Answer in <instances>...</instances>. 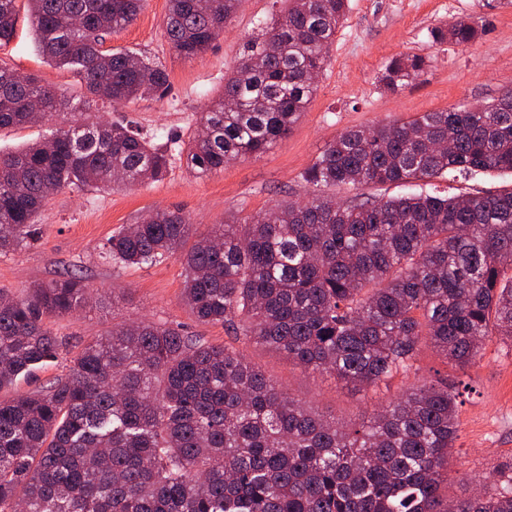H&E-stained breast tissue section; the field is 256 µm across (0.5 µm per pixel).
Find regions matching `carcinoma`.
Segmentation results:
<instances>
[{"label":"carcinoma","mask_w":512,"mask_h":512,"mask_svg":"<svg viewBox=\"0 0 512 512\" xmlns=\"http://www.w3.org/2000/svg\"><path fill=\"white\" fill-rule=\"evenodd\" d=\"M239 0H169L165 31L184 58L205 53ZM245 42L197 132L163 148L125 119L70 111L34 75L0 63V129L44 122L49 137L0 153V255L37 241L47 190L162 180L172 146L198 176L265 152L300 120L348 0H285ZM144 0H0V48L31 20L40 55L72 71L92 101L162 94L165 68L106 37ZM467 20L436 42L475 39ZM419 55L385 66L389 89L419 77ZM512 173V91L468 109L342 132L307 168L311 186ZM179 211H151L112 236L127 266L184 251L183 297L304 371L367 390L405 373L421 343L458 369L492 336L512 340V188L338 205L311 194L198 237ZM73 272L24 297L0 295V391L69 356L47 389L0 398V512H512V464L483 492L448 499L458 388L426 380L360 422L313 412L234 347L167 324L125 322L76 353L47 321L84 309Z\"/></svg>","instance_id":"cac0c4a2"}]
</instances>
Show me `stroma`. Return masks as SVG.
<instances>
[{
	"label": "stroma",
	"instance_id": "stroma-1",
	"mask_svg": "<svg viewBox=\"0 0 512 512\" xmlns=\"http://www.w3.org/2000/svg\"><path fill=\"white\" fill-rule=\"evenodd\" d=\"M273 0H239L223 34L204 54L186 59L165 35L167 0H145L137 19L106 41L163 65V95L138 99L112 111L98 104L100 116L133 120L157 144L187 140L196 118L224 88L237 66L244 42L259 23L279 12ZM465 19L476 23L469 44L433 42L430 32ZM418 54L427 60L416 80L386 90L379 78L392 57ZM0 61L62 91L76 111H84L85 90L68 70L44 63L36 51L28 20L17 37L0 48ZM318 89L300 122L273 148L197 177L175 160L162 181L100 190L64 189L49 196L39 216L40 240L15 254L0 256V291L15 297L34 285L68 272L78 273L93 298L78 315L53 319L54 333L79 346L103 337L129 320L165 323L188 336L230 345L223 324L199 321L185 304L181 256L153 266L117 265L106 254L108 240L126 224L157 209L190 217L196 233L214 225L253 217L281 202L308 195L302 175L340 133L352 127L406 121L491 101L512 89V0H350L346 18L327 54ZM249 362L305 400L318 414L342 420L371 412L423 380L445 377L469 385L459 407L448 492L464 499L512 461V344L487 342L482 358L462 371L447 367L431 348L420 347L413 371L373 391L352 392L332 376L301 370L288 359L256 344L243 345Z\"/></svg>",
	"mask_w": 512,
	"mask_h": 512
}]
</instances>
